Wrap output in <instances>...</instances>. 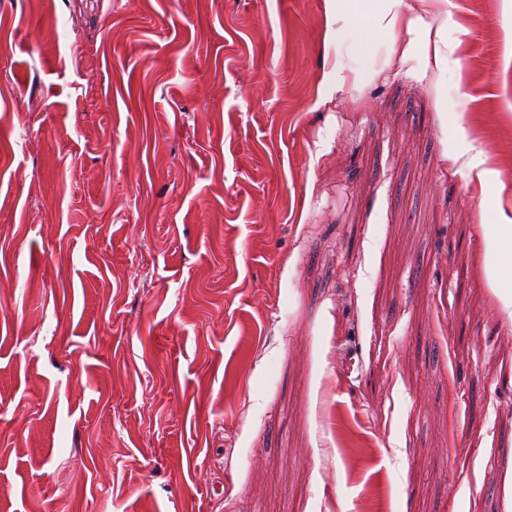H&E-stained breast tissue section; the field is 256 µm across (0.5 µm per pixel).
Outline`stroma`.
<instances>
[{
    "mask_svg": "<svg viewBox=\"0 0 512 512\" xmlns=\"http://www.w3.org/2000/svg\"><path fill=\"white\" fill-rule=\"evenodd\" d=\"M400 11L0 0V512H512V0ZM356 21L389 33L402 21L401 0H336ZM421 50L436 71L442 72L448 64L447 46L427 32L421 43Z\"/></svg>",
    "mask_w": 512,
    "mask_h": 512,
    "instance_id": "stroma-1",
    "label": "stroma"
}]
</instances>
